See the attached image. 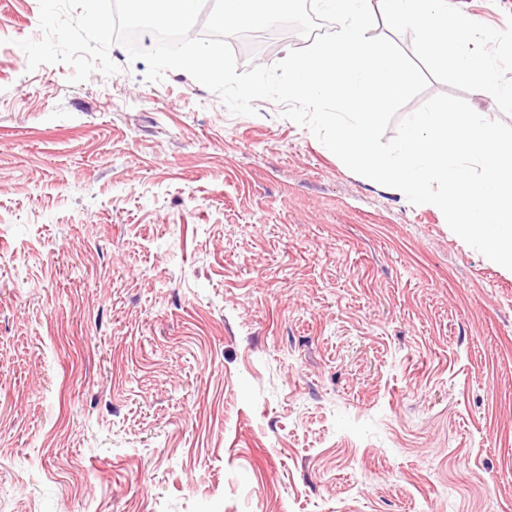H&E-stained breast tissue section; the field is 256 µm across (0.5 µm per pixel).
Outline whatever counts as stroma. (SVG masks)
Instances as JSON below:
<instances>
[{
	"mask_svg": "<svg viewBox=\"0 0 512 512\" xmlns=\"http://www.w3.org/2000/svg\"><path fill=\"white\" fill-rule=\"evenodd\" d=\"M0 0V512H512V272L264 99L29 69Z\"/></svg>",
	"mask_w": 512,
	"mask_h": 512,
	"instance_id": "1",
	"label": "stroma"
}]
</instances>
